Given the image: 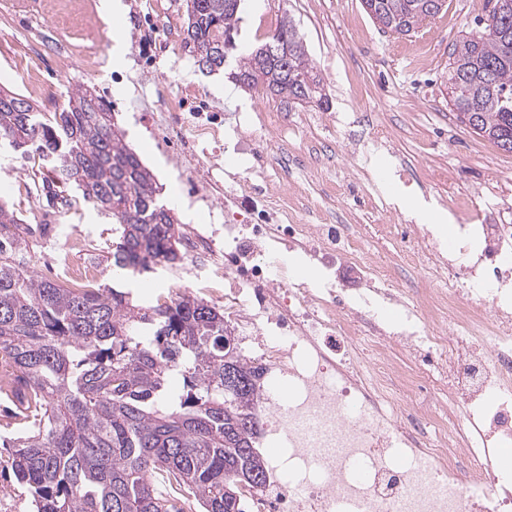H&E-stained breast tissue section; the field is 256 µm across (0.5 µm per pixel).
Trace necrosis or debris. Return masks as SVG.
I'll list each match as a JSON object with an SVG mask.
<instances>
[{"instance_id":"4bbe7bcc","label":"necrosis or debris","mask_w":512,"mask_h":512,"mask_svg":"<svg viewBox=\"0 0 512 512\" xmlns=\"http://www.w3.org/2000/svg\"><path fill=\"white\" fill-rule=\"evenodd\" d=\"M302 119L261 112L194 127L223 143L224 247L190 231L188 267L221 279L224 325L258 367L250 412L266 484L247 512H512V224H460L445 250L434 224H309L339 193L301 208L277 147ZM399 239L394 252L372 241ZM318 267L310 283L287 262ZM424 272L418 288L392 267ZM396 305L405 323L380 316Z\"/></svg>"}]
</instances>
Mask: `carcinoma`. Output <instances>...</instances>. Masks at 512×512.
Segmentation results:
<instances>
[{
    "label": "carcinoma",
    "mask_w": 512,
    "mask_h": 512,
    "mask_svg": "<svg viewBox=\"0 0 512 512\" xmlns=\"http://www.w3.org/2000/svg\"><path fill=\"white\" fill-rule=\"evenodd\" d=\"M495 28L468 33L448 59V95L473 133L512 153V0ZM242 0H186L185 46L202 69L237 49ZM366 13L407 35L442 8L435 0H361ZM288 39L277 62L266 52ZM231 79L295 104L326 103L323 78L294 21L284 17L240 55ZM36 157L54 182L112 219L118 276L173 267L182 233L156 196L152 172L89 88L46 114L11 90L0 97V142ZM0 360L13 377L4 398L20 425L0 440V468L28 487L34 512H242L241 486L266 479L248 412L256 372L224 347V313L192 293L139 305L121 288H68L43 280L17 255L30 233L0 197ZM233 372L245 381L224 392Z\"/></svg>",
    "instance_id": "1"
}]
</instances>
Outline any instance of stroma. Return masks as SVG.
<instances>
[{
	"mask_svg": "<svg viewBox=\"0 0 512 512\" xmlns=\"http://www.w3.org/2000/svg\"><path fill=\"white\" fill-rule=\"evenodd\" d=\"M158 2L161 35L177 43L158 54L152 79L140 80L137 62L143 55L136 25L138 13ZM0 0V89L28 95L43 112L59 109L70 92L88 87L109 104L125 143L155 176L158 197L172 196L179 227L202 232L224 227V171L219 147L195 139L196 158L215 170L211 183L187 185L176 153L157 130L155 109L161 91L192 89L213 106L212 111L189 114L194 123L220 122L239 113L261 109L288 111L281 97L257 89L225 100L219 85L224 72L205 73L193 58H181L178 45L187 26L186 0H120L122 24L100 8L101 0H83V26L100 50V64L89 68L75 61L60 71L55 55L69 51L64 33L54 25L63 0ZM489 0H446L443 11L417 33L404 36L382 32L360 0H244L237 43L255 45L273 32L283 16L297 23L308 52L320 69L328 103L324 110L344 120L359 115L355 132L383 129L391 147L367 148L348 155L339 129L314 128L296 143L288 158L296 178L312 196L321 193L326 179L313 176L320 163H331L328 179H345L350 190L338 195L329 209L335 224L369 225L378 216L364 208L367 194L384 208L397 211L396 196L421 197L429 207L448 215L455 224L512 222V153L498 150L460 122L448 103V57L465 31L478 30L489 15ZM30 55L39 64L48 96L29 94L19 58ZM38 160L10 151L0 152V187L10 206L33 229L20 259L40 276L61 280L60 263L71 236L88 237L93 246L86 262L99 285L113 279L112 222L86 203L68 207L51 202L43 188ZM451 180L437 181L438 171Z\"/></svg>",
	"mask_w": 512,
	"mask_h": 512,
	"instance_id": "35a3bbf8",
	"label": "stroma"
}]
</instances>
